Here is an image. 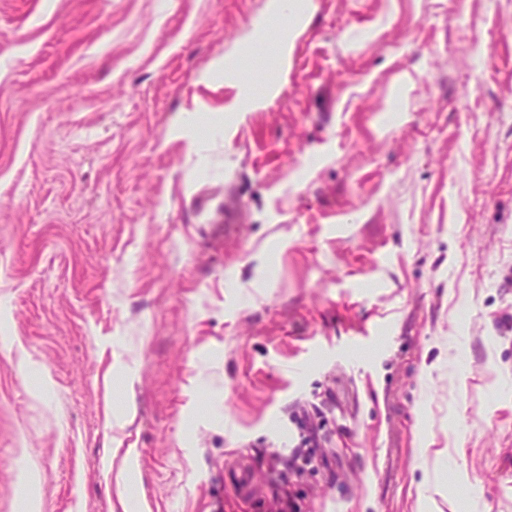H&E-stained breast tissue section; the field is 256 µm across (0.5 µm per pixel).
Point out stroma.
Masks as SVG:
<instances>
[{
    "label": "stroma",
    "mask_w": 512,
    "mask_h": 512,
    "mask_svg": "<svg viewBox=\"0 0 512 512\" xmlns=\"http://www.w3.org/2000/svg\"><path fill=\"white\" fill-rule=\"evenodd\" d=\"M303 2L0 0V512H512V0Z\"/></svg>",
    "instance_id": "obj_1"
}]
</instances>
